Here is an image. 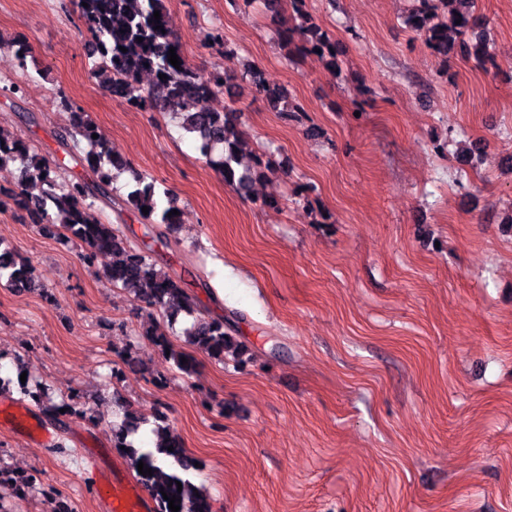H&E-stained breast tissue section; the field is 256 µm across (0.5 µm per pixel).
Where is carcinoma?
Returning <instances> with one entry per match:
<instances>
[{
  "instance_id": "carcinoma-1",
  "label": "carcinoma",
  "mask_w": 512,
  "mask_h": 512,
  "mask_svg": "<svg viewBox=\"0 0 512 512\" xmlns=\"http://www.w3.org/2000/svg\"><path fill=\"white\" fill-rule=\"evenodd\" d=\"M87 3L81 7V17L92 42L95 57L93 72L100 74L102 84L113 97L131 106L150 105L164 114L180 115L187 132L196 136L198 150L207 163L218 169L224 184L239 192H246L256 176L262 173V156L257 155L247 164L239 152L242 145L239 116L236 111L215 112L208 106L211 98L232 85L235 73L224 67V76L208 80L198 77L186 60L181 46L168 25V11L164 0H79ZM459 9L451 12L455 24L438 19V6L448 7V0H419L417 6L405 20L412 33L423 39L434 55L449 59L460 52L473 59L484 71L498 67L495 56L487 49L483 38L472 44L464 36L476 34L480 28V16L476 11V0H453ZM288 20L285 28L284 46L289 52L304 55L319 51L328 60V68L338 70L336 42L328 34L313 25L306 11V0H289ZM159 11L160 19L154 18ZM143 41H138V38ZM127 52H122L121 48ZM175 48L180 68L168 61L169 49ZM166 78L161 79L159 75ZM249 82L267 106L276 112H297V103L280 88L265 84L257 68L241 74ZM98 133L94 123L82 112H68V124L59 133V138L92 169L96 179L89 183L78 178L62 176L60 166L36 152L30 144L18 138L0 135V170H7L17 162L22 164L21 180L30 179L42 186L41 193L34 195L27 189L13 194L12 202L0 201V210L10 206L23 209L38 218L43 232L59 233L78 243L84 250L82 259L92 265L101 255L112 258L105 270L106 279L115 288L133 296L148 310L166 315L171 324L179 317L190 318L182 329L185 342L206 354L209 358L224 362L230 356L239 366L246 364L243 355L246 345L232 335L231 321L224 317H206L196 298L191 294L185 280L159 265L144 251L131 244L119 228L89 218L88 209L97 200L112 199V183L115 174L129 168V163L114 153L102 138L94 139ZM135 187L127 192L118 206L126 210L142 212L148 209L145 219L161 228L159 235L170 231L180 222L173 214L177 208L175 199L166 197V206L160 207L155 185L145 178L134 177ZM7 279L13 288L36 287L31 262L11 254L0 252V280ZM143 336L161 354L167 355L173 367L191 375L195 372V357L178 351L168 337L153 325H148ZM186 362H181V359ZM20 393L31 398L42 412L60 428L67 426L71 417L95 422L88 414L85 403L77 394L67 400L54 402L55 392L47 384L26 378ZM65 412H60V409ZM154 420L153 444L145 446L136 439L140 427ZM112 445L133 464L144 463L152 469V475L144 476L145 485L156 503L155 512H171L164 496L181 499L179 512H211L210 502L202 488L192 482L187 474L195 469V459L187 455L179 436L165 426L163 413L146 414L141 410L124 407L121 423L112 426ZM174 451H168V447ZM182 490H177V484Z\"/></svg>"
}]
</instances>
